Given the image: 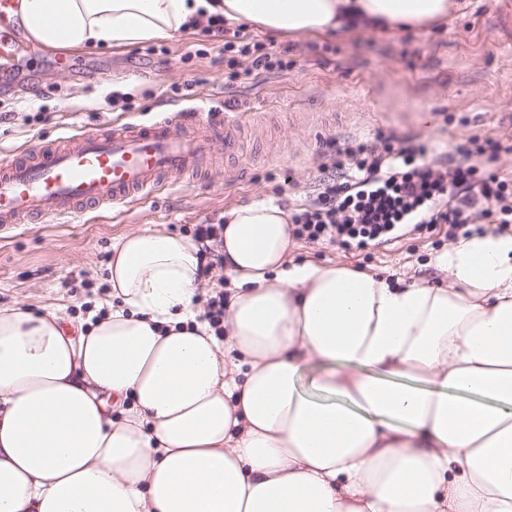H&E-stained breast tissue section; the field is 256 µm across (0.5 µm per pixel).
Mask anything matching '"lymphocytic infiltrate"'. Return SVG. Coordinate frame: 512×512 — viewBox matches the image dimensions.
Masks as SVG:
<instances>
[{"label": "lymphocytic infiltrate", "instance_id": "lymphocytic-infiltrate-1", "mask_svg": "<svg viewBox=\"0 0 512 512\" xmlns=\"http://www.w3.org/2000/svg\"><path fill=\"white\" fill-rule=\"evenodd\" d=\"M222 48L231 82L288 68L258 42L227 41ZM504 152L512 153V142L474 136L465 162L457 163L449 155L426 158L423 147L396 146L384 136L376 146L360 142L329 154L315 194L291 212L293 236L350 251L444 224L454 239L466 227L464 212L474 208L505 230L512 226V178L491 168Z\"/></svg>", "mask_w": 512, "mask_h": 512}]
</instances>
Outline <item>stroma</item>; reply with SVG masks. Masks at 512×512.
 Instances as JSON below:
<instances>
[{"instance_id":"obj_1","label":"stroma","mask_w":512,"mask_h":512,"mask_svg":"<svg viewBox=\"0 0 512 512\" xmlns=\"http://www.w3.org/2000/svg\"><path fill=\"white\" fill-rule=\"evenodd\" d=\"M503 2L472 0L466 17L434 33L288 38L230 24L225 40L240 33L267 51L288 53L287 71L233 84L225 79L223 54L197 28L149 47L74 49L67 69L55 67L53 50L38 49L14 87L0 88L1 155L86 127L152 121L201 102L250 120L241 156L223 157L208 179L119 213L93 210L67 224H26L0 234V305L86 318L89 307L106 299L97 286L118 237L143 229L182 236L261 197L296 208L313 195L331 150L380 133L460 160L471 136L512 138V34L500 23ZM202 46L208 55L196 56ZM112 92L119 96L113 105L105 100ZM239 168L242 178L225 181ZM447 230L436 224L350 253L298 241L291 258L431 278L430 259L451 244ZM85 278L92 287H81Z\"/></svg>"}]
</instances>
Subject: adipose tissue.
Returning a JSON list of instances; mask_svg holds the SVG:
<instances>
[{
  "instance_id": "1",
  "label": "adipose tissue",
  "mask_w": 512,
  "mask_h": 512,
  "mask_svg": "<svg viewBox=\"0 0 512 512\" xmlns=\"http://www.w3.org/2000/svg\"><path fill=\"white\" fill-rule=\"evenodd\" d=\"M466 0H20L50 49L215 15L271 35L428 31ZM271 198L224 213V334L194 240L112 246L107 313L0 307V512H512V231L444 273L292 261ZM213 275L215 276L213 281H215L220 275H224V270L217 269L216 272L213 271ZM224 280L227 282L226 277L222 276L215 283H209L208 277H203L199 286L200 294L204 295L207 289L211 288L212 284L214 285L204 297L201 296L199 299L203 302V317L215 329L217 336H223L224 334Z\"/></svg>"
}]
</instances>
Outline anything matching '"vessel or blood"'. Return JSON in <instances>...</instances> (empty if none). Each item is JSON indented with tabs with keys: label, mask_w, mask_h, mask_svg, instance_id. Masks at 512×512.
I'll use <instances>...</instances> for the list:
<instances>
[{
	"label": "vessel or blood",
	"mask_w": 512,
	"mask_h": 512,
	"mask_svg": "<svg viewBox=\"0 0 512 512\" xmlns=\"http://www.w3.org/2000/svg\"><path fill=\"white\" fill-rule=\"evenodd\" d=\"M17 0H0V83L13 81L29 45L16 32ZM245 124L221 108L188 106L149 122L88 128L0 160V233L32 219L72 217L81 205L109 210L185 184L201 161L240 150Z\"/></svg>",
	"instance_id": "obj_1"
}]
</instances>
